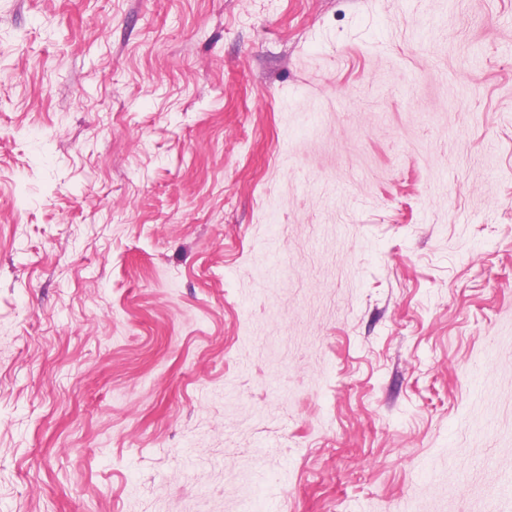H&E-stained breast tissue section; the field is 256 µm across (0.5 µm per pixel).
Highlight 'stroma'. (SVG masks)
Instances as JSON below:
<instances>
[{
	"label": "stroma",
	"instance_id": "stroma-1",
	"mask_svg": "<svg viewBox=\"0 0 512 512\" xmlns=\"http://www.w3.org/2000/svg\"><path fill=\"white\" fill-rule=\"evenodd\" d=\"M510 484L512 0H0V512Z\"/></svg>",
	"mask_w": 512,
	"mask_h": 512
}]
</instances>
